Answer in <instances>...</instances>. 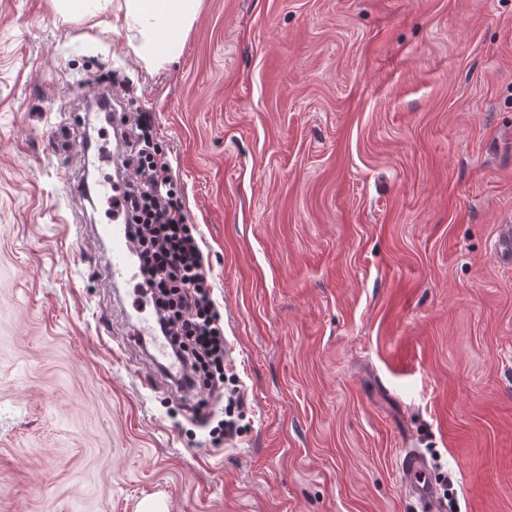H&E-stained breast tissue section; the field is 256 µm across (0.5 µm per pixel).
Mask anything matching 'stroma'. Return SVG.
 <instances>
[{
	"instance_id": "35a3bbf8",
	"label": "stroma",
	"mask_w": 512,
	"mask_h": 512,
	"mask_svg": "<svg viewBox=\"0 0 512 512\" xmlns=\"http://www.w3.org/2000/svg\"><path fill=\"white\" fill-rule=\"evenodd\" d=\"M129 37L112 6L0 0V512H414L405 443L454 512H512V0H200L158 70ZM93 69L202 239L232 442L109 278L107 199L57 178L119 169L81 145ZM53 9L65 16L83 19L96 17L103 9V0H50Z\"/></svg>"
}]
</instances>
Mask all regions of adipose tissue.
<instances>
[{
  "mask_svg": "<svg viewBox=\"0 0 512 512\" xmlns=\"http://www.w3.org/2000/svg\"><path fill=\"white\" fill-rule=\"evenodd\" d=\"M131 32L135 58L159 69L180 56L198 11L197 0H116Z\"/></svg>",
  "mask_w": 512,
  "mask_h": 512,
  "instance_id": "adipose-tissue-1",
  "label": "adipose tissue"
}]
</instances>
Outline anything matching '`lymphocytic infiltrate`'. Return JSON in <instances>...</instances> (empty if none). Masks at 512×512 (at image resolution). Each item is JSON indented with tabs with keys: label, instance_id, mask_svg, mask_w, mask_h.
Segmentation results:
<instances>
[{
	"label": "lymphocytic infiltrate",
	"instance_id": "f902f5d3",
	"mask_svg": "<svg viewBox=\"0 0 512 512\" xmlns=\"http://www.w3.org/2000/svg\"><path fill=\"white\" fill-rule=\"evenodd\" d=\"M125 140L121 165L130 178L122 208L134 253L155 306L164 312L159 329L185 368L180 385L202 391L223 378L227 353L200 240L149 117L128 124Z\"/></svg>",
	"mask_w": 512,
	"mask_h": 512
}]
</instances>
